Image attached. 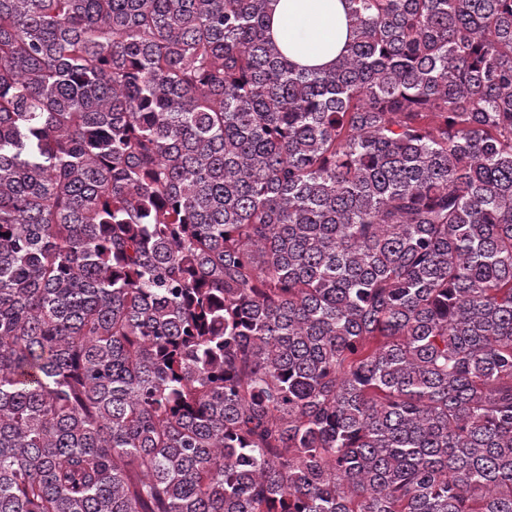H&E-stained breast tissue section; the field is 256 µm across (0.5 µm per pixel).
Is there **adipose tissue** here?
<instances>
[{"label":"adipose tissue","instance_id":"adipose-tissue-1","mask_svg":"<svg viewBox=\"0 0 512 512\" xmlns=\"http://www.w3.org/2000/svg\"><path fill=\"white\" fill-rule=\"evenodd\" d=\"M273 38L296 65L330 68L350 38L345 0H274Z\"/></svg>","mask_w":512,"mask_h":512}]
</instances>
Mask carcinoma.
Here are the masks:
<instances>
[{
    "instance_id": "cac0c4a2",
    "label": "carcinoma",
    "mask_w": 512,
    "mask_h": 512,
    "mask_svg": "<svg viewBox=\"0 0 512 512\" xmlns=\"http://www.w3.org/2000/svg\"><path fill=\"white\" fill-rule=\"evenodd\" d=\"M0 0V512H512V0ZM273 39L296 65L330 68L350 38L344 0H273Z\"/></svg>"
}]
</instances>
